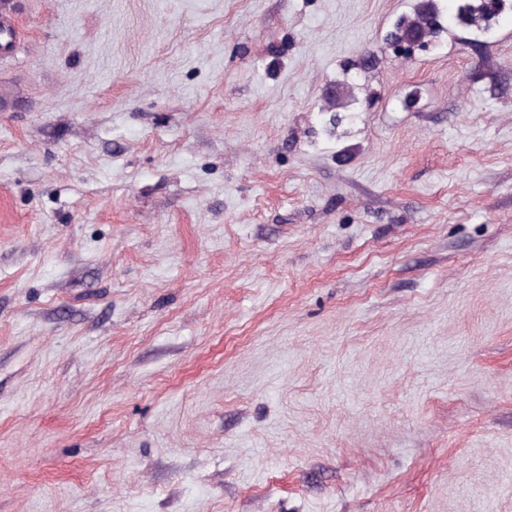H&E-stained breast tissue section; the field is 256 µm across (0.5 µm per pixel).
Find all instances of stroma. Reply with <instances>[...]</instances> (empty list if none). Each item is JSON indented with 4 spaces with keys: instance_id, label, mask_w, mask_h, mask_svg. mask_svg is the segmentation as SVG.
<instances>
[{
    "instance_id": "obj_1",
    "label": "stroma",
    "mask_w": 512,
    "mask_h": 512,
    "mask_svg": "<svg viewBox=\"0 0 512 512\" xmlns=\"http://www.w3.org/2000/svg\"><path fill=\"white\" fill-rule=\"evenodd\" d=\"M6 0L0 512H512V10ZM438 8L433 0L425 1L412 17L400 18L390 32L394 41L415 43L414 40L432 41L440 33L442 26L439 21ZM505 8L506 5L503 0H483L478 5H468L466 7L470 23L478 30L491 28Z\"/></svg>"
}]
</instances>
